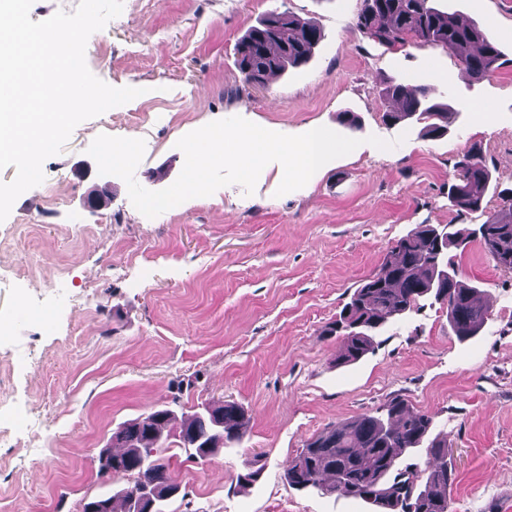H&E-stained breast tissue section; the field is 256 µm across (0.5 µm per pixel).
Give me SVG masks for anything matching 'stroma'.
Masks as SVG:
<instances>
[{
  "label": "stroma",
  "mask_w": 512,
  "mask_h": 512,
  "mask_svg": "<svg viewBox=\"0 0 512 512\" xmlns=\"http://www.w3.org/2000/svg\"><path fill=\"white\" fill-rule=\"evenodd\" d=\"M361 0H123L88 39L89 70L141 96L78 124L44 180L0 222V512H79L84 499L123 488L92 458L125 421L166 405L191 413L233 401L251 417L239 446L205 462L177 454L186 488L167 512H373L337 491L288 485V461L313 435L400 396L447 433L453 512H512V273L479 244L458 257L484 290L489 315L458 340L440 304L392 321L358 362L335 363L324 335L388 247L419 224H479L458 216L448 180L481 144L499 188H512V0H439L479 27L504 55L476 80L441 46L390 47L355 25ZM314 22L311 61L245 83L235 44L271 11ZM424 86L454 114L448 132L383 119L385 82ZM353 113L352 132L342 122ZM243 117L300 135L325 126L361 144L277 195L283 168L141 214L125 182L89 155L101 134L141 138L134 172L158 191L180 175L176 143L212 121ZM392 144L381 150L366 139ZM108 202L92 210L91 191ZM262 468L239 485L243 459Z\"/></svg>",
  "instance_id": "35a3bbf8"
}]
</instances>
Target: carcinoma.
<instances>
[{
  "mask_svg": "<svg viewBox=\"0 0 512 512\" xmlns=\"http://www.w3.org/2000/svg\"><path fill=\"white\" fill-rule=\"evenodd\" d=\"M355 25L370 40L390 46L440 45L453 54L476 80L491 76L502 65L499 48L476 26L436 6V0H362ZM321 30L287 11L271 12L250 27L236 46L244 81L262 84L290 67L309 62ZM381 97L397 103L383 114L389 123L412 120L424 124L425 134L440 137L447 127L448 105L434 101L425 86L384 85ZM492 174L482 147H470L454 165L448 201L458 215L483 209ZM478 242L496 267L512 272V191L500 194V203L475 228L421 224L392 243L379 271L355 288L325 334L342 338L339 364L360 360L374 348L394 317L419 308L434 298L446 308L448 326L460 339L474 336L488 315L478 289L459 278L450 249L465 251ZM124 424L112 439L123 450L112 452L119 461L114 473L129 478L128 487L115 493L121 508L109 512H141L139 501L148 496L154 512H164L162 491L174 485L169 457L176 433L165 432L172 420L168 408L154 409ZM249 417L235 402H203L183 421L179 432L191 433L187 458L209 447L216 455L241 441ZM433 418L401 397L339 426L327 427L307 441L285 470L295 489L324 493L343 490L382 509V512H451L448 487L452 481L448 436L432 434Z\"/></svg>",
  "mask_w": 512,
  "mask_h": 512,
  "instance_id": "obj_1",
  "label": "carcinoma"
}]
</instances>
